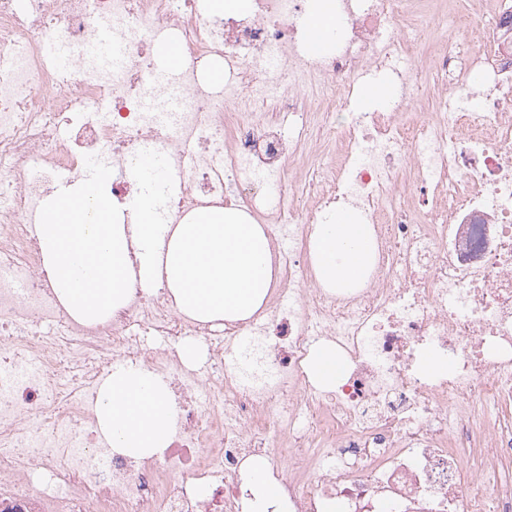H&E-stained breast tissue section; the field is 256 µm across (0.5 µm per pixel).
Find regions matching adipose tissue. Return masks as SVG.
<instances>
[{"instance_id":"obj_1","label":"adipose tissue","mask_w":512,"mask_h":512,"mask_svg":"<svg viewBox=\"0 0 512 512\" xmlns=\"http://www.w3.org/2000/svg\"><path fill=\"white\" fill-rule=\"evenodd\" d=\"M137 214V224L125 229L102 192L87 196L81 183L60 188L44 205L39 234L45 259L74 316L94 320L123 305L133 245L142 284L165 278L183 312L232 322L265 308L277 271L269 236L251 215L227 207L176 226L157 224L146 198ZM375 250L370 225L350 212L333 214L310 236L311 261L326 288L362 286ZM172 414L166 385L146 371L116 369L100 388L98 427L124 455L161 452ZM245 473V512H287L264 459H250Z\"/></svg>"}]
</instances>
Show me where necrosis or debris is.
<instances>
[{
  "label": "necrosis or debris",
  "mask_w": 512,
  "mask_h": 512,
  "mask_svg": "<svg viewBox=\"0 0 512 512\" xmlns=\"http://www.w3.org/2000/svg\"><path fill=\"white\" fill-rule=\"evenodd\" d=\"M409 3L337 0L345 25L316 52L306 0L228 17L208 0H0V512H243L252 456L288 512H512V8L494 0L472 44L429 55L431 17L393 28ZM163 44L179 68L162 69ZM426 73L435 109L417 115ZM366 79L394 89L358 109ZM148 142L179 173L167 221L233 206L267 223L279 276L264 312L204 323L135 275L102 319L60 301L36 224L57 173L95 155L123 172ZM345 206L377 259L364 288L333 294L309 238ZM189 338L205 362L181 360ZM318 346L342 367L334 389L306 371ZM117 367L170 392L152 458L98 429Z\"/></svg>",
  "instance_id": "obj_1"
}]
</instances>
